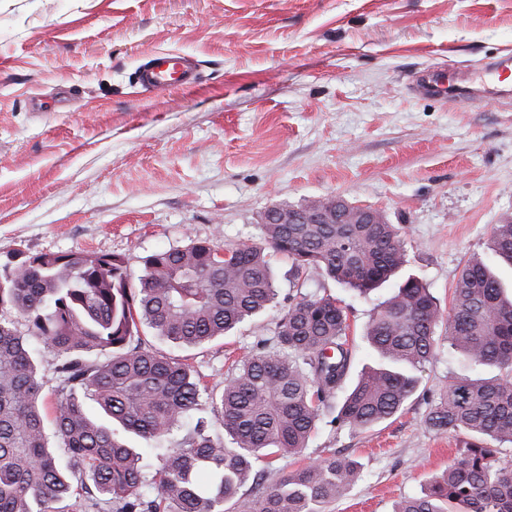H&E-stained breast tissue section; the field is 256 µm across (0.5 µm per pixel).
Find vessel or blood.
<instances>
[{
  "label": "vessel or blood",
  "mask_w": 512,
  "mask_h": 512,
  "mask_svg": "<svg viewBox=\"0 0 512 512\" xmlns=\"http://www.w3.org/2000/svg\"><path fill=\"white\" fill-rule=\"evenodd\" d=\"M512 70V58L505 57L487 63L483 80H473L465 71L449 74L440 79L432 73L423 74L416 91L423 96L444 100L468 98H506L512 96V85L505 82L503 74ZM195 74L186 56L181 53H157L143 66L139 82L143 89L163 91L193 83Z\"/></svg>",
  "instance_id": "b4317fda"
}]
</instances>
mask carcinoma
I'll use <instances>...</instances> for the list:
<instances>
[{"instance_id": "obj_1", "label": "carcinoma", "mask_w": 512, "mask_h": 512, "mask_svg": "<svg viewBox=\"0 0 512 512\" xmlns=\"http://www.w3.org/2000/svg\"><path fill=\"white\" fill-rule=\"evenodd\" d=\"M373 213L374 224H263L259 243L161 250L135 281L123 258L86 251L0 266V512H59L55 504L75 495L102 512H224L247 483L261 485L274 461L301 456L326 413L337 411L333 422L354 431L394 417L436 355L442 324L448 349L467 367L496 374L455 377L439 390L425 424L436 434L466 432L469 452L394 512H512V458L498 456L512 445V296L479 256L462 266L448 315L422 279L399 283L365 328L378 362L350 386L348 315L328 295L290 301L275 345L259 341L217 392L180 359L135 341L146 327L172 348L195 347L266 310L277 298L273 255L291 260L297 276L319 269L368 296L407 264L402 228ZM487 249L512 266L511 220L493 227ZM12 311L57 351L62 386L52 426L67 471L46 430L39 367ZM97 349L109 358L89 361ZM203 394L210 418L201 414ZM88 399L141 446L88 414ZM193 417L182 442L163 447ZM149 451L158 461L150 473ZM359 471L330 452L242 501L241 512H327Z\"/></svg>"}]
</instances>
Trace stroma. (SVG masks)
<instances>
[{
  "mask_svg": "<svg viewBox=\"0 0 512 512\" xmlns=\"http://www.w3.org/2000/svg\"><path fill=\"white\" fill-rule=\"evenodd\" d=\"M161 49L191 56L197 83L143 90ZM510 51L512 0H0V259L114 254L136 277L160 250L260 242L273 202L337 196L400 225L407 273L450 309L465 260L512 220V99L408 83ZM272 269L278 306L176 357L223 386L307 293L347 306L351 375L375 364L363 329L395 282L365 299L279 255ZM470 373L443 347L393 418L320 422L306 457L362 466L332 512H393L466 453V434L425 427V393Z\"/></svg>",
  "mask_w": 512,
  "mask_h": 512,
  "instance_id": "stroma-1",
  "label": "stroma"
}]
</instances>
